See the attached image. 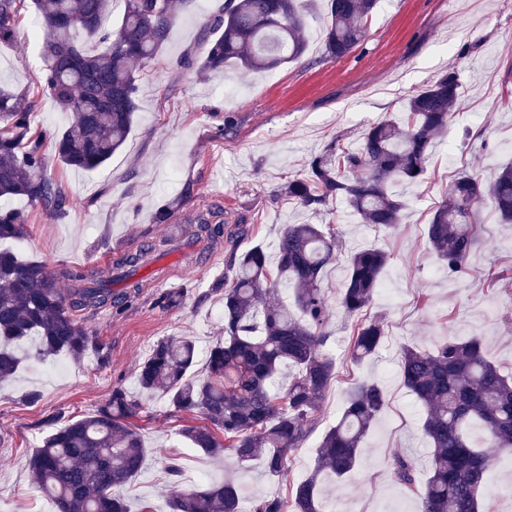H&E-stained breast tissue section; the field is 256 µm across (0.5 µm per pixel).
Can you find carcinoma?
<instances>
[{
  "label": "carcinoma",
  "instance_id": "obj_1",
  "mask_svg": "<svg viewBox=\"0 0 512 512\" xmlns=\"http://www.w3.org/2000/svg\"><path fill=\"white\" fill-rule=\"evenodd\" d=\"M123 3L117 26L104 25ZM378 0H228L206 23L211 37L205 58L184 60L202 72L233 65L261 71L300 60L306 53L307 17L325 15L324 44L332 58L346 56L366 38ZM24 0H0V42L17 37ZM42 38L43 88L71 113L62 131L31 126L36 101L0 88V198L23 197L50 218L67 211L60 184L43 174L46 148L63 166L97 170L127 142L137 110V67L154 61L178 13L173 0H30ZM459 71L450 68L410 95L406 121L388 118L368 127L355 149L332 141L280 194L318 213L341 202L363 224L394 229L406 203L394 193L427 171L436 143L448 130L461 94ZM512 223V163L485 180L461 175L427 224L430 250L450 274L462 275L478 245L477 226L486 204ZM29 216L0 207V382L14 378L31 343L43 357L64 354L80 360L97 339L78 320L88 311L119 303L129 293L112 291V280L95 270L73 272L62 288L44 263L22 258L11 244L28 234ZM342 250L339 232L326 224H285L276 242V270L262 246L232 252V279L215 281L224 293V340L208 353L206 375L193 374L195 342L186 336L158 341L138 368L144 393L170 397L174 408L207 420L183 430L208 456L221 452L246 467L259 460L270 477L287 474L288 453L304 447L318 428L320 404L335 373L325 350L327 301L321 288L326 268ZM389 255L365 248L348 259L340 304L351 322L349 351L359 362L385 337L382 319L366 314L380 286ZM283 279L293 307L270 296ZM293 368L288 383L273 388L281 366ZM403 385L424 411L423 431L431 454L421 512H480L487 475L512 452V379L486 356L481 337H448L432 350L404 345ZM387 406L383 386L367 380L345 394L339 422L322 436L318 463L290 485L289 500H257L251 512H325L321 482L341 479L361 461L367 433ZM143 404L121 387L112 389L93 414L72 417L49 435L28 459V469L56 512H129L120 491L143 471L146 449L131 419ZM480 428L486 444L472 441ZM392 479L415 490L420 470L408 455L390 462ZM170 512H243L234 480L210 483L177 495Z\"/></svg>",
  "mask_w": 512,
  "mask_h": 512
}]
</instances>
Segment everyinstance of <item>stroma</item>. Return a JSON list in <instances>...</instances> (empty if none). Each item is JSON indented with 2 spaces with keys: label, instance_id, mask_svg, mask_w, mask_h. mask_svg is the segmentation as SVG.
Segmentation results:
<instances>
[{
  "label": "stroma",
  "instance_id": "35a3bbf8",
  "mask_svg": "<svg viewBox=\"0 0 512 512\" xmlns=\"http://www.w3.org/2000/svg\"><path fill=\"white\" fill-rule=\"evenodd\" d=\"M227 0H180L178 18L160 56L140 72L137 111L124 147L101 169L86 172L48 159L47 176L69 196L67 213L44 216L27 200L9 207L28 211L27 238L16 243L24 257L43 262L56 278L94 269L110 276L123 255L154 247L156 259L135 274L139 288L120 306L83 315L98 348L81 361L66 355L29 358L17 378L0 382V512H41L47 499L27 466L56 418L84 416L113 387L142 398L133 423L148 458L122 494L131 512L164 506L195 488L194 475L233 478L245 504L286 495L291 482L309 475L324 430L336 425L345 392L374 379L388 405L363 442L358 468L345 480L325 479L327 512H419L420 491L397 485L389 462L408 452L424 459L429 443L423 410L404 388L399 352L409 344L431 349L443 337H483L489 359L512 374V226L485 209L481 245L462 276L448 275L426 242L432 211L451 180L488 177L512 160V0H379L365 41L348 55L329 58L324 23L310 19L308 48L296 62L261 72L226 68L200 73L181 67L184 56L207 50L205 23ZM41 40L35 15L24 10L15 41L0 43V86L37 100L35 128H66L71 116L42 89ZM456 67L462 94L444 139L435 147L421 183L404 189L408 202L396 230L377 229L348 217L344 205L312 214L279 198L288 179L302 176L310 158L333 139L352 149L369 125L397 116L406 98L440 73ZM227 132H220L222 124ZM172 203L165 224L156 208ZM222 224L214 239L198 236V216ZM331 224L346 251L379 247L391 255L369 307L382 317L387 336L377 353L353 363L347 320L339 304L347 261L339 259L323 281L330 308L327 352L336 373L321 403V421L307 444L288 456V475L268 477L260 463L238 467L228 456L213 459L183 437L201 417L175 410L167 396L141 395L137 370L151 347L170 336L195 339L199 352L224 337V297L207 295L228 276L231 251L263 246L273 251L285 224ZM166 291L183 294L181 305L160 307ZM108 362H101L100 352ZM40 395L26 403V393ZM178 466L171 475L170 466Z\"/></svg>",
  "mask_w": 512,
  "mask_h": 512
}]
</instances>
